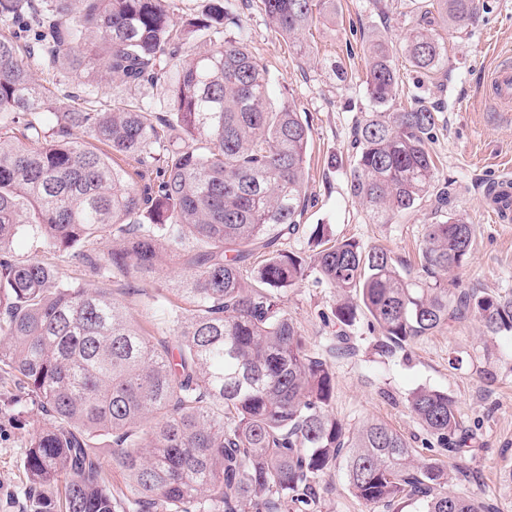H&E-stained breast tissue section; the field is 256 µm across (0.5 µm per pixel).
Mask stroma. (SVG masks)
<instances>
[{"label":"stroma","mask_w":512,"mask_h":512,"mask_svg":"<svg viewBox=\"0 0 512 512\" xmlns=\"http://www.w3.org/2000/svg\"><path fill=\"white\" fill-rule=\"evenodd\" d=\"M391 3L383 16L373 0H336L334 19L318 21L307 32L313 52L305 59L274 31L259 0H228L227 8L244 19L247 44L269 71L271 102L292 99L311 128L309 205L287 250L314 256L310 233L326 224L334 237L356 240L366 249L384 248L398 269L414 271L425 225L441 218L434 196L395 223L377 224L351 197L348 183L357 152L355 127L374 109L366 91L363 44L375 33L402 43L420 16L414 0ZM482 3L473 25L437 28L448 56L444 73L428 76L398 60V102L421 103L437 112L430 143L438 166L436 185L449 188L452 212L475 231L474 249L457 279L466 288L509 296L512 222L494 218L486 192L512 167V116L495 111L486 97V77L501 57L512 54V0ZM180 273L177 263L166 262L152 275L133 279V294L122 297L128 317L156 338L169 336L165 311L181 302L171 289ZM283 302L308 348L332 367L333 411L339 419L350 427L384 421L421 452L428 434L409 412L407 398L423 386L448 392L476 446L462 462L465 479L453 482L451 491L483 500L492 512H512V334L490 339L477 321L469 320L385 353L378 332L363 316L348 328L349 351L341 355L335 351L334 289L309 278L288 289ZM17 393V385L0 378V512H35L23 460L41 416L33 406L16 403ZM318 493L320 512H386L357 500L339 472L325 476Z\"/></svg>","instance_id":"obj_1"}]
</instances>
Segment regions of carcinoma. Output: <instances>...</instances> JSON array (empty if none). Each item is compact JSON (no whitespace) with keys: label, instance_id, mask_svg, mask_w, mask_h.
<instances>
[{"label":"carcinoma","instance_id":"carcinoma-1","mask_svg":"<svg viewBox=\"0 0 512 512\" xmlns=\"http://www.w3.org/2000/svg\"><path fill=\"white\" fill-rule=\"evenodd\" d=\"M260 2L302 57L306 30L336 14L335 0ZM420 9L401 45L376 35L364 49L377 109L355 128L349 183L377 224L436 183L435 112L388 109L395 59L438 73L444 50L428 16L461 29L480 0ZM71 78L85 86L82 107L57 105ZM112 84L160 91L166 118L150 103L98 97ZM269 84L224 0L179 18L174 0H0V372L50 417L25 453L33 497L44 508L59 499L62 512H317V485L337 469L367 505L490 512L445 491L473 452L452 397L420 387L407 399L446 464L417 459L383 422L348 428L332 412L330 366L282 298L313 275L339 293V329L366 315L388 348L467 319L486 336L512 333V297L450 279L475 238L455 213L426 225L414 275L382 248L330 241L326 224L313 231L322 246L313 260L279 248L308 205L310 128L293 102L272 106ZM117 154L152 179L138 188L112 164ZM18 237L110 280L175 260L190 308L171 310L173 339L159 341L129 322L112 289L66 282L49 259L14 257ZM101 435L128 496L112 493L92 452Z\"/></svg>","mask_w":512,"mask_h":512}]
</instances>
